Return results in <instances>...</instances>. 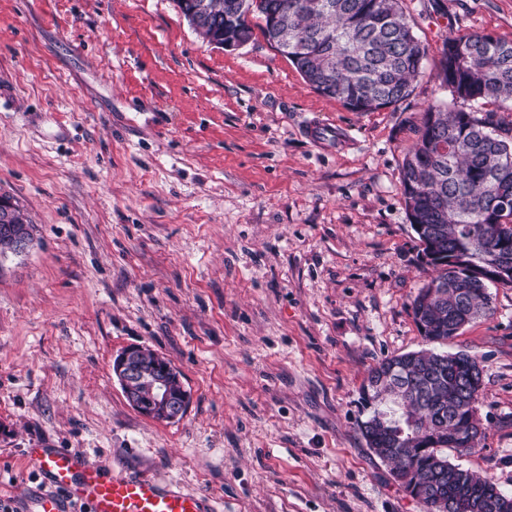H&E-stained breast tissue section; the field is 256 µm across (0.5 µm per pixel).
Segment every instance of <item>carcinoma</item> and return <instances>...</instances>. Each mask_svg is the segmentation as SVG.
I'll use <instances>...</instances> for the list:
<instances>
[{
    "mask_svg": "<svg viewBox=\"0 0 512 512\" xmlns=\"http://www.w3.org/2000/svg\"><path fill=\"white\" fill-rule=\"evenodd\" d=\"M194 12L195 31L221 45L227 36L247 42L260 29L319 94L352 112H374L406 98L427 50L401 0H176ZM437 79L452 100L476 104L512 99V40L484 31L445 41ZM400 184L423 253L434 259L430 280L411 303L427 341L453 338L493 313L488 286L466 269L448 266L465 257L479 267L512 263V129L496 113L481 116L451 105L428 106L418 138L406 152ZM478 358L460 350H420L383 359L366 378L363 436L371 453L391 467L422 512L438 502L448 512H498L502 490L493 479L448 461L479 441L476 404L483 386Z\"/></svg>",
    "mask_w": 512,
    "mask_h": 512,
    "instance_id": "cac0c4a2",
    "label": "carcinoma"
}]
</instances>
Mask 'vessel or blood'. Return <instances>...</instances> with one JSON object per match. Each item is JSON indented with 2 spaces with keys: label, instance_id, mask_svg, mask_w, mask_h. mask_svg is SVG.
I'll return each instance as SVG.
<instances>
[{
  "label": "vessel or blood",
  "instance_id": "b4317fda",
  "mask_svg": "<svg viewBox=\"0 0 512 512\" xmlns=\"http://www.w3.org/2000/svg\"><path fill=\"white\" fill-rule=\"evenodd\" d=\"M307 134L326 149L350 146L352 138L333 125L310 123ZM28 458L47 480L50 492L31 505L30 512H68V505L84 512H207L204 494L160 483L153 476L108 475L80 464L67 448H32Z\"/></svg>",
  "mask_w": 512,
  "mask_h": 512
}]
</instances>
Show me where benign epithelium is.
Returning <instances> with one entry per match:
<instances>
[{
  "instance_id": "benign-epithelium-1",
  "label": "benign epithelium",
  "mask_w": 512,
  "mask_h": 512,
  "mask_svg": "<svg viewBox=\"0 0 512 512\" xmlns=\"http://www.w3.org/2000/svg\"><path fill=\"white\" fill-rule=\"evenodd\" d=\"M32 243V228L29 224L13 223V215L0 216V256L21 254ZM483 282L494 284L512 276L509 263L488 264L476 269ZM140 347L132 346L120 351L112 360V372L129 405L140 414L154 420L175 423L183 419L189 409L188 398L177 389L182 382L178 369L166 362H154V382L150 390V401L143 399L142 391L136 387L145 375L144 360Z\"/></svg>"
}]
</instances>
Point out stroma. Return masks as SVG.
<instances>
[{
	"label": "stroma",
	"mask_w": 512,
	"mask_h": 512,
	"mask_svg": "<svg viewBox=\"0 0 512 512\" xmlns=\"http://www.w3.org/2000/svg\"><path fill=\"white\" fill-rule=\"evenodd\" d=\"M426 45L408 97L352 112L261 30L203 40L176 0H0V196L33 232L0 257V503L46 484L30 448L204 491L215 512H421L362 439L361 385L427 348L430 271L400 185L449 35L512 40V0H402ZM318 120L351 149L321 153ZM437 343L483 367L485 437L452 463L512 494V288ZM129 346L176 366L185 417L135 411ZM306 134L325 149L332 150L352 145V137L338 130L335 125L313 122L306 128Z\"/></svg>",
	"instance_id": "obj_1"
}]
</instances>
